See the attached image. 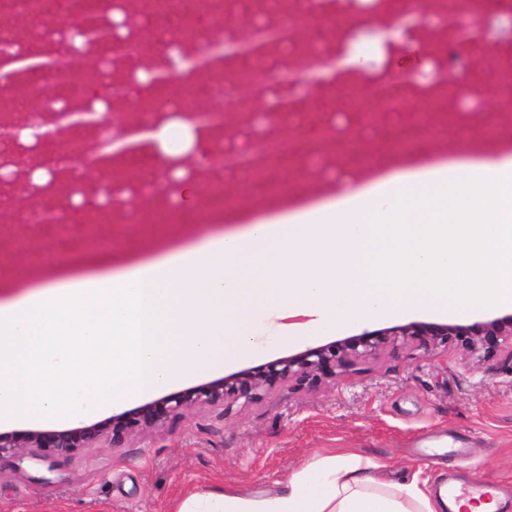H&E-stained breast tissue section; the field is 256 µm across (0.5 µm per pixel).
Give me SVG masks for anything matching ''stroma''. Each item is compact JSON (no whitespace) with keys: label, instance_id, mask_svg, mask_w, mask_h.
I'll list each match as a JSON object with an SVG mask.
<instances>
[{"label":"stroma","instance_id":"35a3bbf8","mask_svg":"<svg viewBox=\"0 0 512 512\" xmlns=\"http://www.w3.org/2000/svg\"><path fill=\"white\" fill-rule=\"evenodd\" d=\"M205 225L127 224L112 245L89 244L53 256L55 268L118 262L153 237L180 245ZM493 308L440 315L419 311L389 319L310 328L309 316L285 317L301 340L260 327L262 355L185 381L192 388L237 371L365 331L411 322L471 324ZM354 452L393 470L422 469L428 488L448 482L489 486L512 512V348L476 361L456 347L407 346L358 361L346 378L315 389L277 386L245 406L199 405L120 447L101 442L47 461L0 455V512H174L191 490L257 496L315 460Z\"/></svg>","mask_w":512,"mask_h":512}]
</instances>
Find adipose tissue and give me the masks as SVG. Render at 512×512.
<instances>
[{
  "instance_id": "ef3b65f1",
  "label": "adipose tissue",
  "mask_w": 512,
  "mask_h": 512,
  "mask_svg": "<svg viewBox=\"0 0 512 512\" xmlns=\"http://www.w3.org/2000/svg\"><path fill=\"white\" fill-rule=\"evenodd\" d=\"M212 131L143 125L130 158H201ZM512 307V157L383 169L328 201L116 266L66 269L0 298V426L79 423L251 357L281 312L346 325ZM418 474L320 459L251 498L195 491L177 512H440Z\"/></svg>"
}]
</instances>
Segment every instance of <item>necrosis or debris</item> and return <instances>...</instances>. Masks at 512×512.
<instances>
[{"instance_id":"necrosis-or-debris-1","label":"necrosis or debris","mask_w":512,"mask_h":512,"mask_svg":"<svg viewBox=\"0 0 512 512\" xmlns=\"http://www.w3.org/2000/svg\"><path fill=\"white\" fill-rule=\"evenodd\" d=\"M80 2L0 0V20L9 23L8 29H0V53L21 54L37 44L53 62L31 76L20 92L0 96V187L24 204L21 224L34 230L54 226V233L43 238V252L54 253L67 245L76 224L87 235L106 224L165 222L179 208L176 191L185 179L207 185L196 212L201 224L232 218L233 200L245 183L258 204L270 199L285 202L288 188L278 176L295 168L305 172L309 182L324 186L325 199H342L364 167L350 138L354 131L372 140L386 137L394 155L406 164L421 151L424 128L414 108L419 84L413 78L406 90L378 103L367 97L362 86L353 85L342 91L339 103L324 111L305 107L285 111L283 133L274 129L266 111L253 112L235 130L224 128L225 99L250 108L253 88L259 83L265 97L277 101L286 95L288 72L300 60H332L380 40L376 19L398 20L405 0H341L342 24L322 26L317 35L300 40L286 38L284 29L315 15L319 0H91L94 11L124 10L129 18L122 37L114 41L115 51L102 54L106 70L87 67L72 77L68 39ZM414 9L425 19L448 20L442 47L428 53L431 93L426 106L439 132L451 141L472 132L484 148L512 151V105L501 108L492 132L474 129L481 101L467 91L473 79L469 61L482 46L463 48L454 0H415ZM229 15L243 19L250 38L267 45L261 66L249 64L247 44L225 32L224 19ZM224 51L233 54L231 65L224 69L197 62L201 54ZM154 57L181 72L178 110L198 111L205 98L215 103L206 117L214 138L204 163L170 157L137 166L121 160L98 191L77 176L64 184L53 178L34 182L32 172L66 169L73 155L111 133L102 127L78 132L63 142L50 137L29 144L20 140L21 131L40 125L45 113L56 108L82 111L100 102L119 126L173 119L178 110L169 109L151 91L149 81L140 77L145 62ZM52 84L61 85L62 93L48 95Z\"/></svg>"}]
</instances>
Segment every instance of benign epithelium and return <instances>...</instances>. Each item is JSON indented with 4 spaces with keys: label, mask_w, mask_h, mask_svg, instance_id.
<instances>
[{
    "label": "benign epithelium",
    "mask_w": 512,
    "mask_h": 512,
    "mask_svg": "<svg viewBox=\"0 0 512 512\" xmlns=\"http://www.w3.org/2000/svg\"><path fill=\"white\" fill-rule=\"evenodd\" d=\"M75 26L83 35L100 32L99 37L91 42L92 51L113 47L112 40L104 32L105 24L99 15L85 16ZM73 116L75 113H67L69 122L62 125L59 114H49L42 123L46 127L45 134L65 137L75 130L100 128L109 123L108 114L104 112H88L86 118L77 121L71 120ZM509 339L512 340L511 313L473 324L412 322L393 328L364 331L276 359L261 368L241 370L224 378L161 397L114 415L105 422L66 430L1 433L0 454L16 451L23 459L44 460L71 456L79 449L90 448L102 440L118 445L128 436L155 429L194 405L248 404L257 400L264 389L274 386L317 387L326 380L344 376L357 361L373 356L387 347L395 350L407 343L424 350L455 346L480 361L496 355Z\"/></svg>",
    "instance_id": "obj_1"
}]
</instances>
